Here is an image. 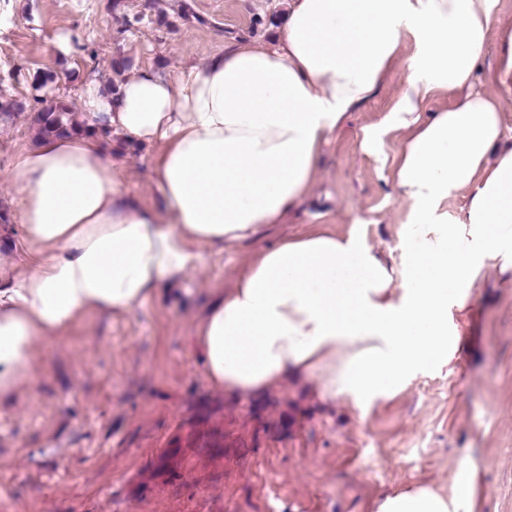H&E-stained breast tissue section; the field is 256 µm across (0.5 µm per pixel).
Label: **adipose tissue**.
I'll return each instance as SVG.
<instances>
[{
	"instance_id": "ef3b65f1",
	"label": "adipose tissue",
	"mask_w": 512,
	"mask_h": 512,
	"mask_svg": "<svg viewBox=\"0 0 512 512\" xmlns=\"http://www.w3.org/2000/svg\"><path fill=\"white\" fill-rule=\"evenodd\" d=\"M272 43L226 44L200 64L140 71L118 94L91 83L81 118L154 147L163 207L121 190L102 141L70 133L20 153L9 180L30 270L0 286V401L30 377L52 335L90 312L131 313L189 272L209 247L281 223L311 192L325 145L393 75L381 129L403 131L394 190L410 207L402 272L356 234L316 231L254 255L194 326L212 388L240 397L292 380L323 402L386 397L450 361L487 268L512 272V18L500 0H286ZM499 61L478 71L490 43ZM445 108L423 115L430 99ZM463 193L461 220H444ZM454 493L385 495L373 512H474L477 469L454 465Z\"/></svg>"
}]
</instances>
